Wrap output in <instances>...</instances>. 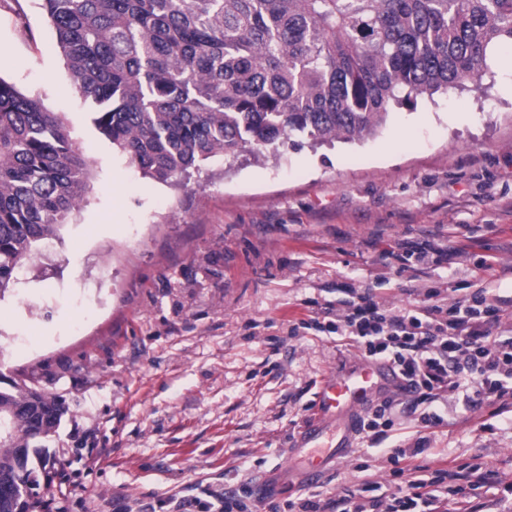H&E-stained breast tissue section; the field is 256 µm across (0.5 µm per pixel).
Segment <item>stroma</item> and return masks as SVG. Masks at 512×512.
<instances>
[{"label": "stroma", "mask_w": 512, "mask_h": 512, "mask_svg": "<svg viewBox=\"0 0 512 512\" xmlns=\"http://www.w3.org/2000/svg\"><path fill=\"white\" fill-rule=\"evenodd\" d=\"M488 64L479 90L391 105L364 140L219 157L163 184L94 127L41 0H0V78L63 118L91 164L80 209L0 294V387L68 406L44 512H288L366 481L388 500L392 453L421 436L430 469L479 463L512 482V394L441 399L428 428L400 404L383 443L356 435L314 480L285 468L319 384L362 359L310 325L346 289L397 310L483 288L503 311L491 335L512 336V53ZM404 242L456 252L418 265Z\"/></svg>", "instance_id": "1"}]
</instances>
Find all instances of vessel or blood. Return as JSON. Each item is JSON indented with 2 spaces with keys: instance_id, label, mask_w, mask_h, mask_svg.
<instances>
[{
  "instance_id": "vessel-or-blood-1",
  "label": "vessel or blood",
  "mask_w": 512,
  "mask_h": 512,
  "mask_svg": "<svg viewBox=\"0 0 512 512\" xmlns=\"http://www.w3.org/2000/svg\"><path fill=\"white\" fill-rule=\"evenodd\" d=\"M401 379L385 363L363 361L349 373L333 375L316 396L317 421L302 432V445L309 453L302 462L307 476L319 477L332 463L351 451L361 411L379 394L398 391ZM336 438L327 455H320L326 435Z\"/></svg>"
}]
</instances>
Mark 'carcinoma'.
I'll return each instance as SVG.
<instances>
[{"instance_id":"obj_1","label":"carcinoma","mask_w":512,"mask_h":512,"mask_svg":"<svg viewBox=\"0 0 512 512\" xmlns=\"http://www.w3.org/2000/svg\"><path fill=\"white\" fill-rule=\"evenodd\" d=\"M95 128L172 183L222 156L352 142L393 103L479 88L512 52V0H42ZM62 118L0 79V292L90 188ZM65 402L0 390V512H32L28 468Z\"/></svg>"}]
</instances>
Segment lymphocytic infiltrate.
Here are the masks:
<instances>
[{
    "label": "lymphocytic infiltrate",
    "instance_id": "f902f5d3",
    "mask_svg": "<svg viewBox=\"0 0 512 512\" xmlns=\"http://www.w3.org/2000/svg\"><path fill=\"white\" fill-rule=\"evenodd\" d=\"M345 306L334 312L327 331L353 341L365 358L389 362L405 382L410 409L463 389L466 377L475 373L481 377L475 393L482 401L512 393V336H491L489 327L499 323L500 308L484 291L446 307L434 303L393 310L362 295L351 296ZM425 444L421 438L415 447L396 449L392 475L400 494L385 512H440L435 489L452 476L457 482L447 485L449 498H478L492 489L512 497V483L493 485L479 464L453 474L443 468L420 473L416 460Z\"/></svg>",
    "mask_w": 512,
    "mask_h": 512
}]
</instances>
